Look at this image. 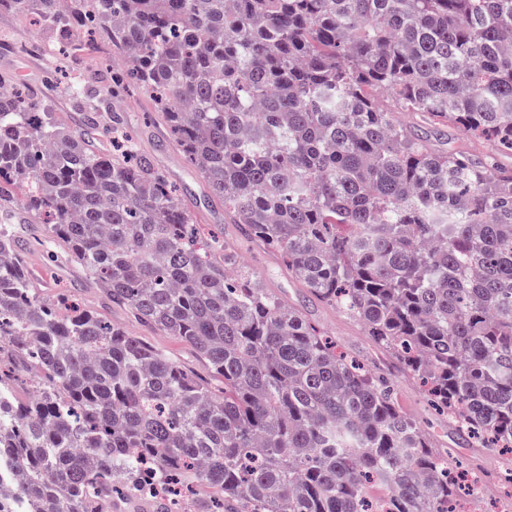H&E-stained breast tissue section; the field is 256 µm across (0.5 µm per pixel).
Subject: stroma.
<instances>
[{"instance_id":"stroma-1","label":"stroma","mask_w":512,"mask_h":512,"mask_svg":"<svg viewBox=\"0 0 512 512\" xmlns=\"http://www.w3.org/2000/svg\"><path fill=\"white\" fill-rule=\"evenodd\" d=\"M119 66L120 60L107 42H98L88 54L65 55L51 31L0 12V76L22 81L29 90L50 101L58 118L73 128L78 127L84 114L91 112L96 114L102 134L107 137L111 134L113 113H123L140 149L178 187L198 223L206 225L209 232L240 254L260 287L299 309L351 355L392 379L404 410L462 469L480 478L487 491L481 503L483 512H495L512 491V454L491 455L472 444L466 434L449 424L447 414L426 399L419 385L392 357L362 335L352 319L335 306L318 300L293 278L280 253L246 239L238 225L225 223L223 206L211 198L200 176L174 144L162 114L155 112L151 102L137 90L121 88L119 97L112 100L111 111L98 110V96L112 87ZM77 82L85 89L80 99L71 94V87ZM405 120L419 134L427 136L434 148H465L487 164L512 166V152L499 150L490 141H471L461 128L436 125L421 113L406 115ZM15 230L22 239L21 258L39 282L42 299L50 301L61 294L69 295L195 375L210 378L207 366L189 346L143 324L127 306L112 302L104 288L69 257L64 243L47 245L48 231L44 225L19 224Z\"/></svg>"}]
</instances>
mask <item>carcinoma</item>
I'll return each instance as SVG.
<instances>
[{
    "label": "carcinoma",
    "instance_id": "cac0c4a2",
    "mask_svg": "<svg viewBox=\"0 0 512 512\" xmlns=\"http://www.w3.org/2000/svg\"><path fill=\"white\" fill-rule=\"evenodd\" d=\"M0 0L85 49L95 26L224 220L419 377L449 422L512 449V168L439 152L395 113L512 149V0ZM73 129L0 96V205L29 212L113 302L189 345L214 390L65 299L0 228V512H454L478 482L298 309L207 237L112 115ZM40 380L21 397L17 375Z\"/></svg>",
    "mask_w": 512,
    "mask_h": 512
}]
</instances>
